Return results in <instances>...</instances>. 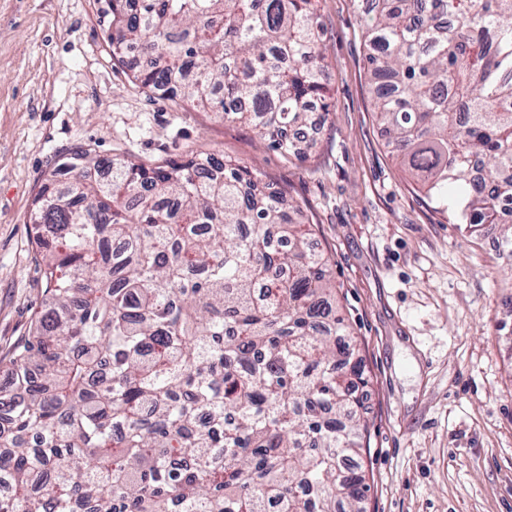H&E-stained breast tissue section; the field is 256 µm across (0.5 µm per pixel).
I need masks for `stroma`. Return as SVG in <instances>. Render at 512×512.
Here are the masks:
<instances>
[{
    "label": "stroma",
    "mask_w": 512,
    "mask_h": 512,
    "mask_svg": "<svg viewBox=\"0 0 512 512\" xmlns=\"http://www.w3.org/2000/svg\"><path fill=\"white\" fill-rule=\"evenodd\" d=\"M357 0H318L329 116L308 159L141 87L99 0H0V387L45 308L33 201L75 147L154 166L218 153L290 190L369 378L364 512H512V252L439 212L374 117Z\"/></svg>",
    "instance_id": "1"
}]
</instances>
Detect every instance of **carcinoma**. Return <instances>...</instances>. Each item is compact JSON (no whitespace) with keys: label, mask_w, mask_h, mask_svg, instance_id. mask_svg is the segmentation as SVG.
Returning <instances> with one entry per match:
<instances>
[{"label":"carcinoma","mask_w":512,"mask_h":512,"mask_svg":"<svg viewBox=\"0 0 512 512\" xmlns=\"http://www.w3.org/2000/svg\"><path fill=\"white\" fill-rule=\"evenodd\" d=\"M318 0H108L143 86L288 154L325 99ZM378 121L474 233L512 200V0H365ZM34 202L51 305L0 388V512H360L366 384L328 258L284 189L222 156L78 149ZM108 176L92 178L91 171Z\"/></svg>","instance_id":"obj_1"}]
</instances>
